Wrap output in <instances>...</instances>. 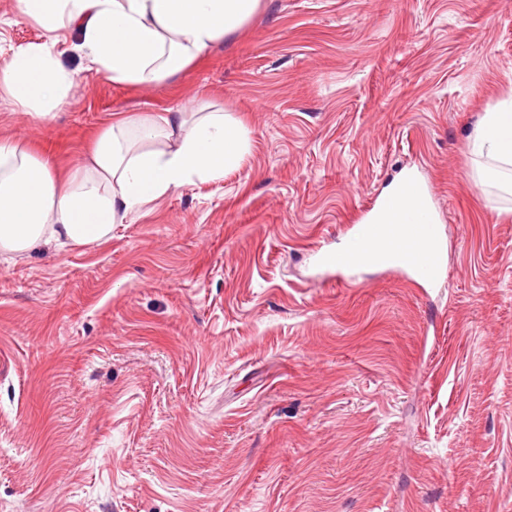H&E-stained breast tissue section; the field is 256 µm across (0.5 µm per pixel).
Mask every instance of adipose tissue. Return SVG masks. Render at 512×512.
Returning <instances> with one entry per match:
<instances>
[{"label": "adipose tissue", "mask_w": 512, "mask_h": 512, "mask_svg": "<svg viewBox=\"0 0 512 512\" xmlns=\"http://www.w3.org/2000/svg\"><path fill=\"white\" fill-rule=\"evenodd\" d=\"M23 15L48 34L13 51L0 67V93L15 111L46 118L63 106L86 72L114 83L150 86L170 79L240 31L261 0H18ZM80 29L83 72L65 68L56 48ZM480 185L512 198V98L485 113L471 136ZM250 149L249 131L230 114L169 109L118 119L94 137L67 177L30 146L0 137V253L51 244L88 245L108 238L147 202L195 182L223 180ZM399 208L378 242L399 257L417 248V224L433 213L412 176L394 186Z\"/></svg>", "instance_id": "1"}]
</instances>
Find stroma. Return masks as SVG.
<instances>
[{
  "label": "stroma",
  "mask_w": 512,
  "mask_h": 512,
  "mask_svg": "<svg viewBox=\"0 0 512 512\" xmlns=\"http://www.w3.org/2000/svg\"><path fill=\"white\" fill-rule=\"evenodd\" d=\"M0 0V64L45 41ZM0 136L62 169L134 112L240 117L249 154L114 225L0 256V512H512V215L469 137L512 96V0H262L152 86L84 74ZM416 172L440 280L326 279ZM361 258V254L355 246H352L348 250L342 253L336 251H330L320 256V265L326 269V273H330L334 270L341 272L344 270L351 269L354 267Z\"/></svg>",
  "instance_id": "obj_1"
}]
</instances>
